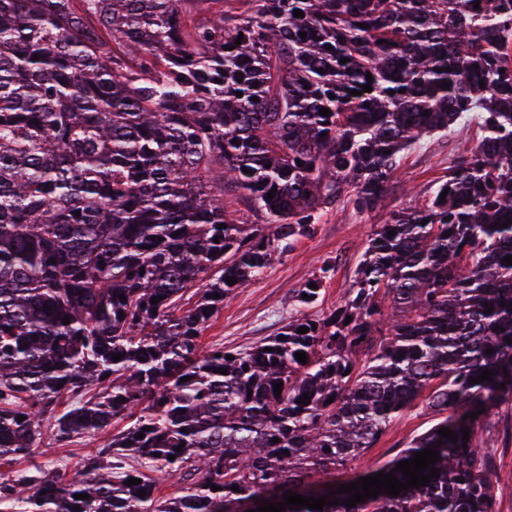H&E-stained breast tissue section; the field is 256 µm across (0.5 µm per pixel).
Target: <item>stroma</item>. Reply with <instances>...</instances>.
<instances>
[{
  "mask_svg": "<svg viewBox=\"0 0 512 512\" xmlns=\"http://www.w3.org/2000/svg\"><path fill=\"white\" fill-rule=\"evenodd\" d=\"M482 135L477 118L471 116L448 135L430 137L411 150L389 184L387 208L362 213L353 204L342 203L327 211L311 236L299 239L288 255L274 262L257 282L225 298L223 307L201 334L202 346L220 344L228 349H247L276 335L295 309V292L326 263L332 271L320 308L324 311L334 308L354 283L373 226L385 223L390 211L425 205L435 183L447 176L451 163L458 157L471 155ZM438 420V414L425 408L408 410L387 429L374 448L356 461V470L383 466ZM478 437L483 447L495 451V510L512 512V401L492 411L482 422ZM102 441L98 435L76 438L62 446L47 432L33 461L38 465L49 464L70 477L77 472L86 450Z\"/></svg>",
  "mask_w": 512,
  "mask_h": 512,
  "instance_id": "stroma-1",
  "label": "stroma"
}]
</instances>
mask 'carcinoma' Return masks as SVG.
I'll list each match as a JSON object with an SVG mask.
<instances>
[{"mask_svg": "<svg viewBox=\"0 0 512 512\" xmlns=\"http://www.w3.org/2000/svg\"><path fill=\"white\" fill-rule=\"evenodd\" d=\"M224 2L0 0V463L31 459L44 421L59 442L126 421L70 478L0 474V512H243L287 491L328 496L323 512H495L466 414L512 401V0ZM470 112L476 151L373 231L339 305L248 350L202 347L224 298L329 208L382 207L405 155ZM420 404L449 416L381 470L404 483L397 463L434 449L440 477L331 495L374 475L340 480ZM178 472L196 480L156 496Z\"/></svg>", "mask_w": 512, "mask_h": 512, "instance_id": "cac0c4a2", "label": "carcinoma"}]
</instances>
